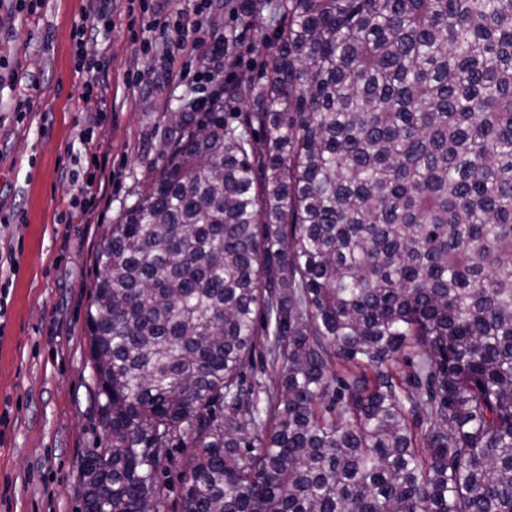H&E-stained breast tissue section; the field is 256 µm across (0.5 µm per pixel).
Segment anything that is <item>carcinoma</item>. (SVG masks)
I'll return each instance as SVG.
<instances>
[{"label":"carcinoma","instance_id":"1","mask_svg":"<svg viewBox=\"0 0 512 512\" xmlns=\"http://www.w3.org/2000/svg\"><path fill=\"white\" fill-rule=\"evenodd\" d=\"M267 2L98 249L83 512H512V0ZM259 351L264 355V371L262 373L260 372V361L256 356L253 362L255 368L253 369L250 365L246 369V380L249 384L253 383L255 378L258 379L262 386L259 396L264 404V400L267 398V395L274 396L278 391L283 361L279 359L273 363L266 353L265 345H263V348L259 349ZM186 456L182 448L173 450L170 458L162 469V480L168 485L167 510L168 512H180V487L185 470Z\"/></svg>","mask_w":512,"mask_h":512}]
</instances>
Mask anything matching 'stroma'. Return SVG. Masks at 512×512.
I'll use <instances>...</instances> for the list:
<instances>
[{
	"instance_id": "1",
	"label": "stroma",
	"mask_w": 512,
	"mask_h": 512,
	"mask_svg": "<svg viewBox=\"0 0 512 512\" xmlns=\"http://www.w3.org/2000/svg\"><path fill=\"white\" fill-rule=\"evenodd\" d=\"M95 0H44L37 13L0 28V512H81L78 460L105 445L88 385L89 291L109 225L162 165L174 117L193 113L211 85L187 76L205 65L227 78L220 57L167 48L154 28V0H112V23L98 50L106 65L100 104L79 109L73 35ZM171 25L204 19L200 36L223 41L237 22L222 0H166ZM138 84H131V77ZM36 86H29V78ZM28 98L24 120L14 112ZM92 134L85 152L79 132ZM101 191L74 206L90 176Z\"/></svg>"
}]
</instances>
